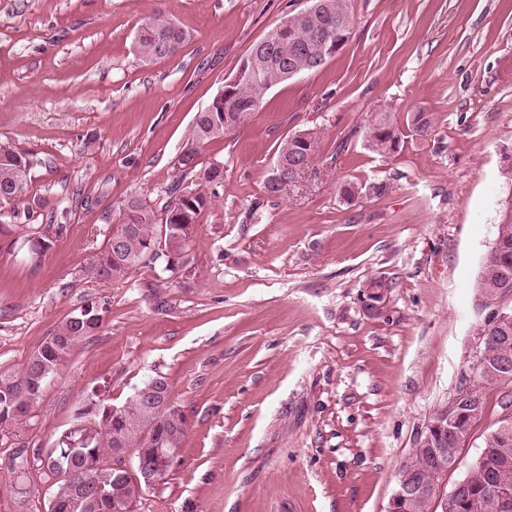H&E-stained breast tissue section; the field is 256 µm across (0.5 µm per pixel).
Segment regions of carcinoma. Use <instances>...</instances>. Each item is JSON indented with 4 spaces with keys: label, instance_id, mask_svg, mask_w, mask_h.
Returning <instances> with one entry per match:
<instances>
[{
    "label": "carcinoma",
    "instance_id": "carcinoma-1",
    "mask_svg": "<svg viewBox=\"0 0 512 512\" xmlns=\"http://www.w3.org/2000/svg\"><path fill=\"white\" fill-rule=\"evenodd\" d=\"M323 13L314 17H293L288 27L273 28L261 40L257 56L263 58L264 67L259 76L244 74L239 81L235 98L222 105L211 103L196 114L188 134V147L182 152L186 160H178L181 174L178 182L168 191L174 218L161 231L154 208L145 200L132 198L120 213L122 222L114 228L120 238L118 249L107 243L99 261L98 273L106 276L123 275L145 268L144 255L153 245L167 257L166 270L174 272L191 263L189 250L195 226L211 206V196L202 190L184 191L180 183L195 164L197 148L217 138L216 126H224V119L249 115L256 111L254 103L262 100L272 86L283 82L281 73L288 69L300 52L314 48L315 26L324 25L336 42L347 43L351 31L341 34L336 19L352 16L349 0H323ZM185 32L160 12L151 15L141 27L136 50L141 58L153 61L174 55L185 41ZM433 132V115L422 110L407 114L398 120L394 112H377L369 127L366 146L373 152L392 156L400 153L412 139L426 140ZM321 142L316 130L295 133L279 144L276 160L283 166L284 178L267 180V194L274 197L288 195L295 181L289 178L293 166L311 161ZM34 166L31 155L15 150L10 144L0 143V215L15 210L23 202L30 171ZM389 186L384 182L359 184L350 181L338 185L339 197L351 204L363 195L381 197ZM478 304L487 316L476 324L477 335L482 337L481 354L488 366L479 382L478 398L463 401L456 397L448 401V447L442 462L433 461L432 449L415 447L402 464L400 475L418 480L442 482L454 471L463 445L458 436L470 437L474 424L481 419L486 408L484 390L512 383V363L505 368L497 364L503 349L512 353V321L496 323L498 311L512 313V198L507 201L501 220L497 224L494 243L488 253L477 281ZM103 305L90 301L66 316L44 338L30 355L22 370L0 372V423L24 416L60 373L72 347L93 335L101 327ZM170 391L167 379L156 375L138 387L119 405L100 396L93 389L92 397L76 410V423L62 432L55 444L45 449L40 459L41 468L55 477V494L69 495L68 479L71 474L88 480L102 461L112 454L114 444L124 441L136 448H178L186 433V422L173 413L154 418L145 412L154 409L158 395ZM101 492L121 508L138 498L142 487L133 479L113 476L103 482ZM468 495L482 497L483 512H512V415L499 420L498 426L484 436L482 450L466 475L458 480L447 495L446 512H462L461 499Z\"/></svg>",
    "mask_w": 512,
    "mask_h": 512
}]
</instances>
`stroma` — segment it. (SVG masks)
<instances>
[{
    "instance_id": "35a3bbf8",
    "label": "stroma",
    "mask_w": 512,
    "mask_h": 512,
    "mask_svg": "<svg viewBox=\"0 0 512 512\" xmlns=\"http://www.w3.org/2000/svg\"><path fill=\"white\" fill-rule=\"evenodd\" d=\"M309 0H0V142L34 155L24 205L0 238V371H20L67 315L108 312L25 417L0 425V512H46L52 480L16 476L100 391L124 402L155 375L189 425L150 512H385L434 411L464 387L484 314L476 283L512 196V0H350L346 45L271 87L238 129L179 178L197 112L253 44ZM185 29L173 56L134 43L154 12ZM424 110L434 132L398 155L365 146L374 113ZM321 143L285 198L265 183L280 141ZM350 137L349 149L336 142ZM224 181L207 185L210 166ZM345 179L389 192L346 204ZM206 189L192 268L122 276L95 266L122 201L174 181ZM46 224L66 225L44 255ZM390 291L380 313L366 286ZM487 393L457 469L505 415Z\"/></svg>"
}]
</instances>
